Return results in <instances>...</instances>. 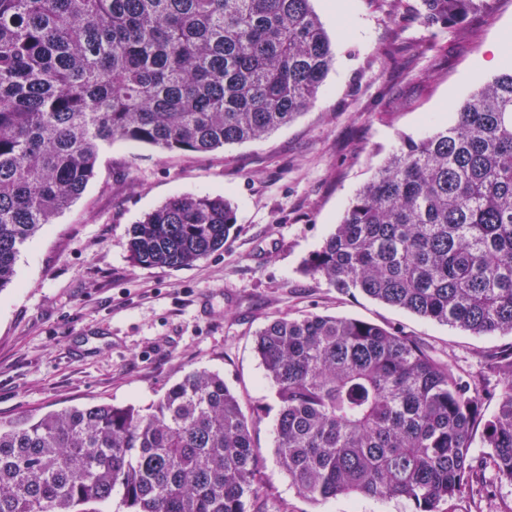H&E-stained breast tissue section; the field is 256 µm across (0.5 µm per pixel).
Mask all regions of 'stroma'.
<instances>
[{"instance_id":"obj_1","label":"stroma","mask_w":512,"mask_h":512,"mask_svg":"<svg viewBox=\"0 0 512 512\" xmlns=\"http://www.w3.org/2000/svg\"><path fill=\"white\" fill-rule=\"evenodd\" d=\"M419 0H346L339 28L312 6L334 63L313 105L266 138L205 154L122 140L70 208L20 250L0 289V421L75 405L149 407L192 370L219 372L253 416L270 505L284 512H413L401 499L312 501L272 453L277 405L256 335L288 315L347 317L404 332L471 376L512 335H474L305 275V258L405 137H421L494 69L475 71L502 32L512 0L468 32L419 17ZM223 196L236 224L222 251L179 270L129 256L133 224L170 198ZM437 512H512V483L477 470L461 498Z\"/></svg>"}]
</instances>
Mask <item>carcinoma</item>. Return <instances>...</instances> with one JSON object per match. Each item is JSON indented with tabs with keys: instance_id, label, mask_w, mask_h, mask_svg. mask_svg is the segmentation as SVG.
<instances>
[{
	"instance_id": "cac0c4a2",
	"label": "carcinoma",
	"mask_w": 512,
	"mask_h": 512,
	"mask_svg": "<svg viewBox=\"0 0 512 512\" xmlns=\"http://www.w3.org/2000/svg\"><path fill=\"white\" fill-rule=\"evenodd\" d=\"M492 2L421 0V16L451 28L490 17ZM332 63L310 0H0V289L115 140L203 154L261 139L312 104ZM235 224L222 197H176L133 225L130 257L191 266ZM303 271L476 335L512 334V63L448 125L403 138ZM255 350L278 403L274 454L305 497L436 512L470 488L479 425L512 483V345L487 363L504 379L486 420V385L400 331L282 316ZM253 423L205 369L146 410L0 422V512H99L117 489L128 512H267Z\"/></svg>"
}]
</instances>
